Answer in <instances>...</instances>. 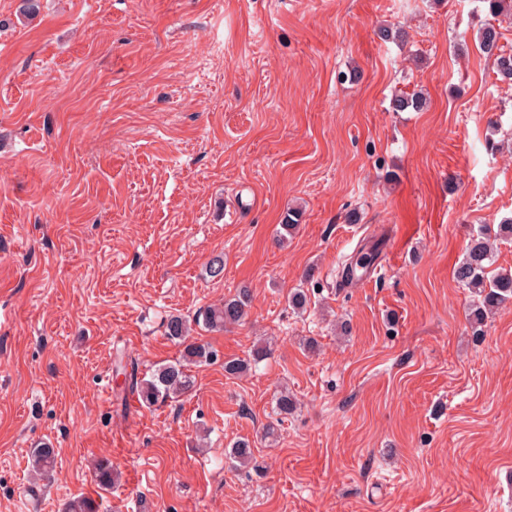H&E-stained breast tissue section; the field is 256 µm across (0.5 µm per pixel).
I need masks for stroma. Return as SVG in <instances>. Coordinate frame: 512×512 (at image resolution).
Instances as JSON below:
<instances>
[{
    "label": "stroma",
    "instance_id": "1",
    "mask_svg": "<svg viewBox=\"0 0 512 512\" xmlns=\"http://www.w3.org/2000/svg\"><path fill=\"white\" fill-rule=\"evenodd\" d=\"M19 4L0 0V512H512V303L474 335L453 277L512 217V85L476 49L480 0ZM398 91L426 107L392 111ZM375 241L378 278L339 287ZM244 286L243 324H198ZM173 314L220 359L133 402L130 372L180 356ZM242 438L257 468L225 458ZM266 355V346L257 345L252 350L251 359L224 358V372L228 376H240L252 369V363L256 366Z\"/></svg>",
    "mask_w": 512,
    "mask_h": 512
}]
</instances>
